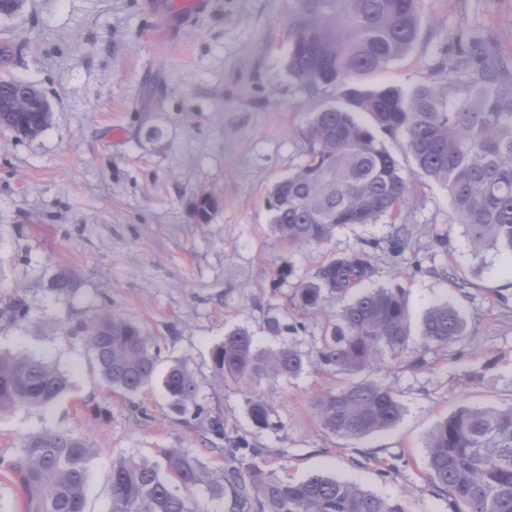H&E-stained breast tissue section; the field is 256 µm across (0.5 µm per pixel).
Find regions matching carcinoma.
<instances>
[{
  "label": "carcinoma",
  "instance_id": "carcinoma-1",
  "mask_svg": "<svg viewBox=\"0 0 512 512\" xmlns=\"http://www.w3.org/2000/svg\"><path fill=\"white\" fill-rule=\"evenodd\" d=\"M288 75L314 92L338 89L341 101L307 113L302 136L306 157L269 188L271 229L290 246L322 244L348 225L394 220L391 254L401 257L412 237L409 224L395 220L410 200L408 179L383 133L403 141L418 173L443 185L454 220L464 228L473 251L505 253L512 270V58L470 26L458 28L439 69L446 82H422L409 90L356 85L364 75L403 58L421 35L420 0H294L290 15ZM364 114V123L358 116ZM37 114H0V123L27 136ZM216 200L203 193L195 214L206 221ZM372 254L361 249L336 256L318 272V282L297 290L299 307L321 310L325 295L344 305L323 337L317 365L351 376L337 389L314 399L321 425L344 439H361L394 426L403 406L387 384L370 378L386 354L408 346L410 313L400 288L366 286ZM74 278L52 281L60 298L73 292ZM27 315L20 299L0 308V320ZM468 322L447 302L424 315L423 355L465 335ZM68 333L80 339L104 387L128 396L155 377L151 339L135 324L110 312L78 321ZM218 378L250 387L262 379L294 377L304 369L292 346L263 350L245 328L224 336L212 355ZM172 407L192 413L209 452L224 460L209 468L198 456L164 453L165 467L145 460L112 462L110 512H198L178 487H205L230 500V512H406L400 500L378 497L355 485L321 475L299 482L272 481L252 459L265 454L243 437H224V424L197 403V384L185 366H171L162 379ZM69 388L51 362L25 353L0 352V414L50 405ZM254 425H269L270 406L249 400ZM224 441L219 446L218 441ZM431 486L448 494L450 512H512V405L504 409L464 407L439 422L428 437ZM98 449L72 431L27 436L19 455L6 463L21 493L19 512H86L85 488Z\"/></svg>",
  "mask_w": 512,
  "mask_h": 512
}]
</instances>
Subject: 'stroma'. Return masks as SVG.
Listing matches in <instances>:
<instances>
[{
	"instance_id": "1",
	"label": "stroma",
	"mask_w": 512,
	"mask_h": 512,
	"mask_svg": "<svg viewBox=\"0 0 512 512\" xmlns=\"http://www.w3.org/2000/svg\"><path fill=\"white\" fill-rule=\"evenodd\" d=\"M212 2L174 37L154 0H24L0 17V77L43 89L52 112L37 138L0 131V307L19 298L29 311L0 322V351L45 358L70 381L49 407L0 415V458L17 457L36 432L86 434L98 450L87 512H108L113 460L160 463L175 449L214 466L159 382L179 363L225 436L264 448L256 463L266 476L322 474L400 499L407 512H448L446 494L428 482L426 443L461 407L512 404V274L496 250L473 252L447 189L424 176H415L402 210L414 234L399 263L389 257L386 218L339 229L320 245L281 241L267 187L303 161L306 113L338 93H309L288 75L293 0ZM421 15L412 51L362 76V86L443 81L441 50L463 22L512 54V0H422ZM202 190L217 201L204 224L194 214ZM372 242L373 286L403 288L411 317L407 351L385 357L372 376L395 390L404 413L391 428L346 440L325 430L313 407L348 380L315 365L342 303L328 296L310 315L295 294L331 258ZM61 271L76 278L66 299L49 288ZM443 302L460 309L467 332L414 369L422 317ZM107 309L155 343L158 379L129 398L105 394L85 346L66 332ZM272 320L284 332L271 334ZM236 327L263 349L294 345L303 372L251 388L220 381L212 352ZM253 395L270 406L269 426L252 423Z\"/></svg>"
}]
</instances>
